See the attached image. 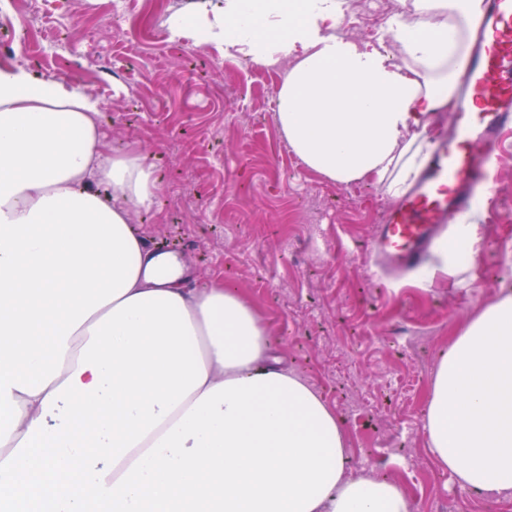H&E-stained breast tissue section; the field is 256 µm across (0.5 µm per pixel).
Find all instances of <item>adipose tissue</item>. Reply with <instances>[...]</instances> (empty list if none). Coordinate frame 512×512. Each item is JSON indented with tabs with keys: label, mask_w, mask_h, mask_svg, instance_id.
I'll use <instances>...</instances> for the list:
<instances>
[{
	"label": "adipose tissue",
	"mask_w": 512,
	"mask_h": 512,
	"mask_svg": "<svg viewBox=\"0 0 512 512\" xmlns=\"http://www.w3.org/2000/svg\"><path fill=\"white\" fill-rule=\"evenodd\" d=\"M484 3L410 0L367 39L334 31L348 0H224L190 24L286 62L275 118L305 166L397 197ZM99 112L0 64V512H410L394 482L348 474L340 421L237 292L185 287L133 232L157 178L106 152ZM424 431L463 487L512 495L511 292L455 332Z\"/></svg>",
	"instance_id": "obj_1"
}]
</instances>
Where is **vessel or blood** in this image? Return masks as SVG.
Here are the masks:
<instances>
[{
    "instance_id": "obj_1",
    "label": "vessel or blood",
    "mask_w": 512,
    "mask_h": 512,
    "mask_svg": "<svg viewBox=\"0 0 512 512\" xmlns=\"http://www.w3.org/2000/svg\"><path fill=\"white\" fill-rule=\"evenodd\" d=\"M481 29L462 64L463 100L448 135L431 144L417 181L375 229L373 250L393 272L422 266L449 220L490 190L487 171L512 129V0H485Z\"/></svg>"
}]
</instances>
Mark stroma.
Returning <instances> with one entry per match:
<instances>
[{
  "label": "stroma",
  "instance_id": "stroma-1",
  "mask_svg": "<svg viewBox=\"0 0 512 512\" xmlns=\"http://www.w3.org/2000/svg\"><path fill=\"white\" fill-rule=\"evenodd\" d=\"M397 0L370 15L349 0L336 31L369 37ZM223 0H21L0 24V64L79 84L101 103L109 152L136 151L159 180L131 223L147 242L180 247L187 284L237 290L264 324L270 354L341 419L347 469L398 483L429 512L459 485L427 446L430 382L455 330L512 290V133L475 210L485 243L474 266L381 281L368 256L393 200L371 180L358 194L306 167L275 121L283 68L172 35L179 15Z\"/></svg>",
  "mask_w": 512,
  "mask_h": 512
}]
</instances>
